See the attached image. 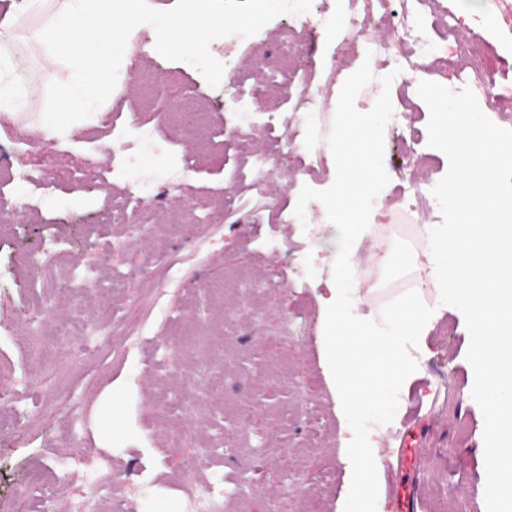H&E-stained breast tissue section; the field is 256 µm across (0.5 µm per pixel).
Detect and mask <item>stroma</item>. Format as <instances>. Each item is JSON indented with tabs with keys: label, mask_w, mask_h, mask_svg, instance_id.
I'll return each mask as SVG.
<instances>
[{
	"label": "stroma",
	"mask_w": 512,
	"mask_h": 512,
	"mask_svg": "<svg viewBox=\"0 0 512 512\" xmlns=\"http://www.w3.org/2000/svg\"><path fill=\"white\" fill-rule=\"evenodd\" d=\"M496 26L472 32L454 0H295L276 13L266 0H197L198 9L235 20L212 32L201 58L186 61L169 45L117 61L120 95L66 107L78 70L63 61L40 69L43 47L21 50L13 85L27 100L15 117L0 116V154L16 130L52 127L40 139L32 173L50 188L47 204L25 208L26 187L0 162V386L13 388L17 411L0 431V512H14V491L28 474L27 512H76L81 501L106 512L109 497L92 470L107 466L123 486L121 512H207L189 497V470L224 477V512H276L294 493L295 512H342L351 463L322 358L323 312L336 297L335 252L320 202L295 214L303 187L328 188L336 174L328 145L345 80L370 62L375 82L356 98L370 111L380 77L393 63L413 64L421 79L457 90L461 75L482 73L478 104L487 117L512 114V0H488ZM342 26H335V19ZM425 23L445 48L432 63L410 31ZM385 46L370 54L371 44ZM164 74V83L152 82ZM275 74L281 91L256 94L241 125L236 95L243 79ZM321 89L305 95L306 83ZM385 130L389 184L373 202V226L357 244L360 269L377 290L359 307L380 321L385 304L410 289L437 309L413 349L415 378L399 394L394 419L376 425L380 463L395 462L397 436L410 407L434 422L419 440L424 512H487L484 417L471 396L469 335L462 313L439 303L424 271L376 263L377 225L405 241L402 225L424 231L438 213L411 208L417 189L448 171L428 145L427 104L401 81L390 90ZM420 138L424 162L400 155ZM135 158L138 178L153 181L182 157L195 164L182 184L149 206V226L122 206L125 183L101 186L85 176L87 155L109 165ZM200 207L198 232L186 212ZM124 278L114 295L108 332L97 288ZM308 475L296 489L270 481L268 467Z\"/></svg>",
	"instance_id": "35a3bbf8"
}]
</instances>
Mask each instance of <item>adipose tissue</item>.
<instances>
[{
  "instance_id": "1",
  "label": "adipose tissue",
  "mask_w": 512,
  "mask_h": 512,
  "mask_svg": "<svg viewBox=\"0 0 512 512\" xmlns=\"http://www.w3.org/2000/svg\"><path fill=\"white\" fill-rule=\"evenodd\" d=\"M35 7L49 9L47 22L32 30L29 39L49 46L46 66L67 57L80 68V82L70 91L72 106H83L89 99L112 97L118 91L112 79L116 54L132 55L139 46L138 32L152 21L151 0H34ZM17 15L0 18V114L15 115L24 103L12 90L7 56L14 48L12 30ZM219 18L192 8L173 21L176 28L193 30L197 39L172 41V49L185 60H193L203 51L202 37L209 35Z\"/></svg>"
}]
</instances>
